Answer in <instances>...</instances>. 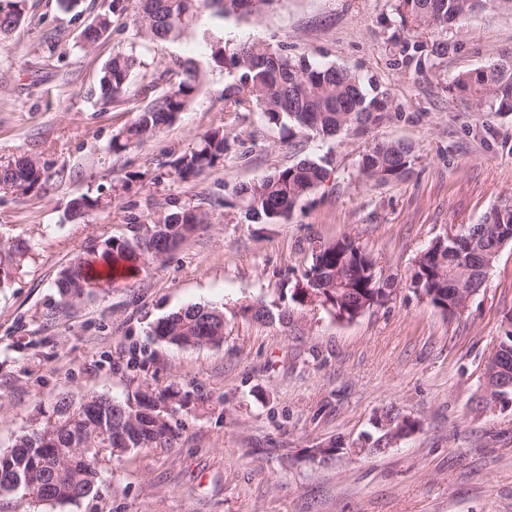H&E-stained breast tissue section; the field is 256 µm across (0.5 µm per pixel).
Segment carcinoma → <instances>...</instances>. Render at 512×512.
<instances>
[{
    "label": "carcinoma",
    "instance_id": "carcinoma-1",
    "mask_svg": "<svg viewBox=\"0 0 512 512\" xmlns=\"http://www.w3.org/2000/svg\"><path fill=\"white\" fill-rule=\"evenodd\" d=\"M278 0H102L100 11L82 31L83 43L96 44L113 20L134 13L137 46L117 52L104 67L98 102L102 107L127 100L137 70L154 64L158 47L176 42L195 29L204 13L221 19L259 16ZM497 4L512 8V0H395L394 10L402 28L409 31L459 24L472 13ZM26 0H0V43L22 22ZM215 63L233 79L224 87V111L246 112L257 108L267 121L290 135L333 136L352 128L368 129L390 116L386 91L368 93L358 74L346 65L322 66L304 56L288 57L263 43L230 45L216 42ZM166 88L156 92L157 82ZM201 78L196 66L185 62L161 71L157 81L135 91L149 101L139 107L135 120L110 140L107 151L121 153L153 137L172 124L195 101ZM451 86L480 108L489 105L499 113L512 112V55L488 65L458 73ZM231 148L222 126L205 131L189 151L170 162L167 176L173 181L196 178L217 166ZM417 160L414 146L403 140L374 142L362 153L357 179L388 184L404 178ZM333 160L304 158L252 183L233 188L245 218L254 224H281L296 207L324 185ZM51 179L48 169L30 156H19L0 167V184L23 194L42 191ZM106 204L98 193H84L71 202L68 218L78 220ZM209 223L207 213L190 206L147 224L141 216H127V235L112 237L98 249L112 261V280L136 272L192 237ZM479 236L487 242L512 239V198L503 199L467 232L425 252L416 273L415 287L435 293L432 301L453 306L457 281H483L485 257L472 254L470 241ZM32 245L16 240L0 243V284L16 274ZM375 257L354 240L344 237L320 243L311 250L302 272L303 287L319 298V307L333 317L358 307V302L382 295L373 281ZM101 287L90 271L89 259L77 255L60 271L56 288L66 304ZM155 335L176 346L220 345L224 342V312L218 307L190 305L158 321ZM189 402L175 390L137 391L124 400L107 395L79 399L64 397L42 413L41 419L17 436L11 449L0 451V494H29L26 485L14 484L19 473L36 486L46 483L35 499L53 504L76 502L91 493L108 456L119 461L142 448H173L179 433L174 416Z\"/></svg>",
    "mask_w": 512,
    "mask_h": 512
}]
</instances>
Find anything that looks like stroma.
I'll return each instance as SVG.
<instances>
[{"mask_svg": "<svg viewBox=\"0 0 512 512\" xmlns=\"http://www.w3.org/2000/svg\"><path fill=\"white\" fill-rule=\"evenodd\" d=\"M101 0H27L26 16L0 47V165L36 158L53 175L45 190L0 186V241L21 239L31 257L0 288V449L64 396L176 389L179 443L105 460L87 497L58 505L0 495V512H512V407H483L480 368L512 314V244L483 288L450 316L406 285L436 237L481 223L512 197V114L478 112L452 92L461 71L512 52V11L466 17L452 31L402 29L394 0H278L260 17L204 16L198 29L159 47L154 67L178 58L204 75L192 106L143 144L107 145L144 98L118 110L96 104L105 63L130 49L131 17L92 48L82 31ZM260 42L322 65L344 64L386 90L392 117L368 131L287 139L259 111L228 112L229 76L211 58L213 38ZM449 50L418 67L414 45ZM224 126L222 164L189 182L169 161ZM377 140L412 142L404 180H357L360 154ZM333 157L325 185L283 224H254L231 202L235 185L303 158ZM132 189L84 219L67 217L84 193H108L127 172ZM190 205L211 218L164 260L127 284L60 305L55 283L74 255L126 235L135 212L153 221ZM347 237L370 251L395 293L351 322L292 305L312 246ZM291 305L284 324L258 322L245 306ZM199 304L224 311L223 344L179 347L154 327ZM55 318H48L49 308ZM419 423L391 442L386 414ZM338 443L333 459L311 456Z\"/></svg>", "mask_w": 512, "mask_h": 512, "instance_id": "obj_1", "label": "stroma"}]
</instances>
